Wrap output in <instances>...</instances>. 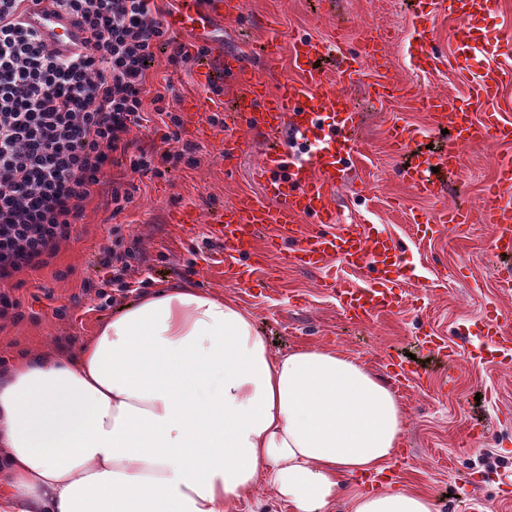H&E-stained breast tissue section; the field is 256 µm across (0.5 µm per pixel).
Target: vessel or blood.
<instances>
[{"label": "vessel or blood", "instance_id": "vessel-or-blood-1", "mask_svg": "<svg viewBox=\"0 0 512 512\" xmlns=\"http://www.w3.org/2000/svg\"><path fill=\"white\" fill-rule=\"evenodd\" d=\"M461 26L452 30L450 39L455 52L466 55L490 47L497 55L512 58V37L499 30L483 27V20L494 10V0H455ZM237 0H180V8L170 16L168 28L202 41L208 40L214 21L237 12ZM23 20L35 30L43 45L50 51L67 57L85 52L88 35L73 15L54 8L51 0H23L20 7ZM432 26L417 28L408 46V55L415 69L432 70L446 64V57L431 50ZM336 60L335 86H327L319 67L322 59ZM214 66H202L204 84H212L217 75L231 73L241 78L242 89L232 109L224 118L228 129L245 122L248 130L257 133H279L284 128L293 131V143H280L263 156L256 175L263 182L261 195H245L224 206L215 222L224 242V265L241 281L251 275L246 256L268 225L287 229L293 244L292 260L310 270L326 271L329 260L339 261L348 270L363 268L373 272L372 283L366 288L340 289L343 315L351 321L366 322L400 308V285L408 275L399 246L382 232H365L362 225H337L336 206L332 189L336 180L348 168L354 150V133L358 114L345 92L354 75L369 69L374 73L372 88L383 98L399 92L400 87L383 62L379 41L371 33H364L359 47L353 51L341 48L337 37L329 39L297 38L293 41V65L299 79H284L276 94H269L265 81L259 76H246L245 59L214 52ZM504 72L498 68L486 69L469 89L470 96L490 103L496 101ZM421 109L431 112L437 126L452 130L456 144L439 154L417 152L407 172L413 191L425 198H439L440 188L433 177L434 169L454 170L460 165L459 145L480 138H492L512 143V116L495 110L472 117L463 109L448 107L441 96L420 99ZM512 159L502 160L496 178L484 197L480 212L468 209L441 208L437 224L453 228H474L481 223L493 228L489 248L495 254L512 253ZM276 199L277 207H270L269 199ZM311 217L321 229L316 233L302 232L295 219ZM474 336L486 344L489 352L506 350L512 338L506 336L497 310L484 311L473 325ZM385 369L398 385L418 383L422 375L411 365L387 360Z\"/></svg>", "mask_w": 512, "mask_h": 512}]
</instances>
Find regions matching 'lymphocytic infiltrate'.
Returning a JSON list of instances; mask_svg holds the SVG:
<instances>
[{"instance_id": "f902f5d3", "label": "lymphocytic infiltrate", "mask_w": 512, "mask_h": 512, "mask_svg": "<svg viewBox=\"0 0 512 512\" xmlns=\"http://www.w3.org/2000/svg\"><path fill=\"white\" fill-rule=\"evenodd\" d=\"M19 2L0 0V320L14 321L13 290L70 239L87 201L105 186L113 213L132 203L133 182L107 177L114 153L128 154L130 171L142 176L193 163L197 147L182 139V119L164 94L153 98L162 145L136 147L129 135L144 121L154 48L175 68L209 52L167 38L155 0H54L81 19L92 45L60 58L21 22ZM170 141L178 150L167 149Z\"/></svg>"}]
</instances>
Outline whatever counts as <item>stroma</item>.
Listing matches in <instances>:
<instances>
[{"label": "stroma", "mask_w": 512, "mask_h": 512, "mask_svg": "<svg viewBox=\"0 0 512 512\" xmlns=\"http://www.w3.org/2000/svg\"><path fill=\"white\" fill-rule=\"evenodd\" d=\"M420 19L412 0H243L241 15L216 22L211 36L225 51L243 55L273 91L293 70L290 49H283L276 62L263 60L261 44L272 32L317 38L337 33L353 49L365 29L376 27L387 36L385 53L400 84L424 87L449 104L485 112L486 103L469 99L467 87L496 66L497 58L483 53L429 75L416 72L406 44ZM199 67L195 59L175 70L163 53H156L147 89L153 94L172 85V106L180 108L199 90ZM368 83V76L359 74L349 87L359 114L358 144L333 194L341 223L377 227L401 247L411 280L400 311L368 323L345 320L335 292L320 287L318 272L284 262L262 238L251 261L272 275L270 287L245 288L225 274L224 244L211 217L243 194L259 191L253 170L273 138L247 134L242 155L228 156L223 128L200 133L187 112L183 137L197 144V164H181L151 179L131 174L125 162L112 167V177L134 182L133 203L116 215L106 193L95 194L56 256L25 274V286L15 292L25 316L0 321V361L10 363L41 349L76 353L105 320L139 298L141 281L153 289L190 282L235 299L277 355L301 345L333 347L381 375L386 356L401 360L414 354L424 382L394 390L406 411L396 482L427 492L437 512H512V360L499 355L491 364L474 362L470 353L479 342L463 333L488 303L504 315L505 328L512 332V294L496 286L499 277L512 272V255H492L484 228L445 229L422 238L411 223L413 215H432L444 205H479L499 161L512 157V145L492 142L467 150L460 171L438 175L443 199L420 198L404 177L409 156L394 149L386 130L396 121L418 129L412 147L421 151L446 147L449 138L411 98L376 101ZM187 212L198 214V222L180 223ZM118 236L124 246L138 250L140 259L125 273L126 290L110 286L114 300L103 307L83 284L102 277V249ZM62 305L67 314L61 318L54 309ZM434 334L452 339L454 354L425 345L424 337Z\"/></svg>", "instance_id": "35a3bbf8"}]
</instances>
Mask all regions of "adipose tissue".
Returning <instances> with one entry per match:
<instances>
[{
  "label": "adipose tissue",
  "mask_w": 512,
  "mask_h": 512,
  "mask_svg": "<svg viewBox=\"0 0 512 512\" xmlns=\"http://www.w3.org/2000/svg\"><path fill=\"white\" fill-rule=\"evenodd\" d=\"M404 411L360 359L272 354L250 313L185 283L108 319L75 357L0 370V512H230L261 485L289 512H435L354 476L398 462Z\"/></svg>",
  "instance_id": "adipose-tissue-1"
}]
</instances>
